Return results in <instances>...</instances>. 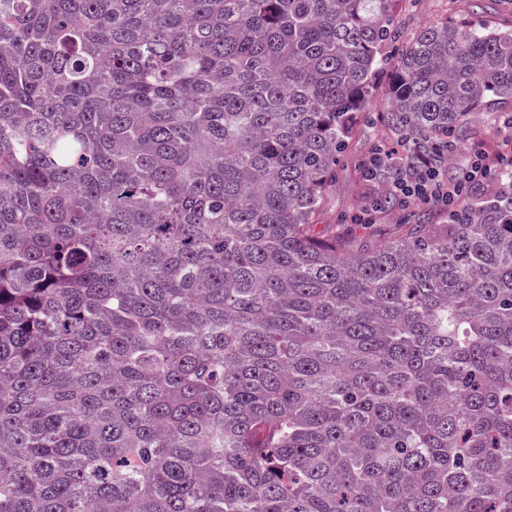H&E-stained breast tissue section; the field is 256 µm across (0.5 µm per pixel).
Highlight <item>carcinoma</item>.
I'll return each mask as SVG.
<instances>
[{"instance_id": "cac0c4a2", "label": "carcinoma", "mask_w": 512, "mask_h": 512, "mask_svg": "<svg viewBox=\"0 0 512 512\" xmlns=\"http://www.w3.org/2000/svg\"><path fill=\"white\" fill-rule=\"evenodd\" d=\"M391 4L0 0V512H512V175L317 231ZM505 102L432 24L383 130Z\"/></svg>"}]
</instances>
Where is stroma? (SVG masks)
<instances>
[{
	"label": "stroma",
	"mask_w": 512,
	"mask_h": 512,
	"mask_svg": "<svg viewBox=\"0 0 512 512\" xmlns=\"http://www.w3.org/2000/svg\"><path fill=\"white\" fill-rule=\"evenodd\" d=\"M389 19L405 41L424 26L444 20L508 32L512 31V0H395ZM455 140L456 148L443 166L451 180L458 176L470 153L492 156L512 148V128L498 124L491 110L478 109ZM379 151L397 162L406 157L395 137H381L378 125L362 124L336 168V185L318 219L322 231L349 237L358 248L386 241L399 224L448 221L447 208L431 202L406 205L390 196L389 181L372 176L365 166Z\"/></svg>",
	"instance_id": "stroma-1"
}]
</instances>
